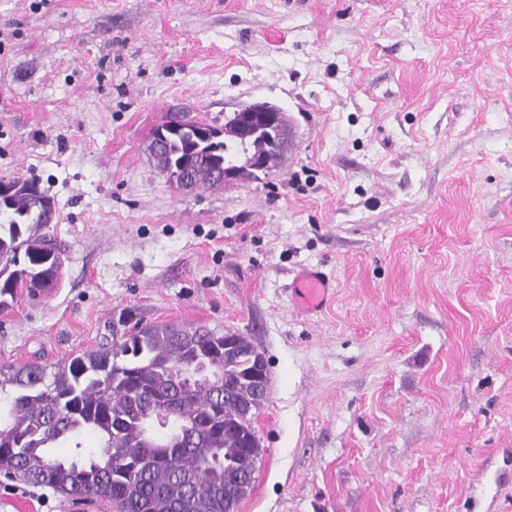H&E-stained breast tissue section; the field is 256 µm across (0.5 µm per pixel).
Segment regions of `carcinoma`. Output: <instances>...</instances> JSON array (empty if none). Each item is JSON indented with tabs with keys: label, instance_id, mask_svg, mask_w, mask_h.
<instances>
[{
	"label": "carcinoma",
	"instance_id": "obj_1",
	"mask_svg": "<svg viewBox=\"0 0 512 512\" xmlns=\"http://www.w3.org/2000/svg\"><path fill=\"white\" fill-rule=\"evenodd\" d=\"M277 144L234 119L218 131L188 112H170L148 146L161 173L189 177L191 189L224 187V168L253 153L274 167L292 140L286 116H273ZM0 310L23 293L37 297L55 285L59 249L52 235V199L33 179L14 189L0 178ZM127 339L106 343L52 365L0 366V474L49 487L73 502L99 500L112 512H195L205 492L209 512H224V487L254 482L258 443L241 427L236 379L247 367L227 364V382L179 380L193 350L217 332L179 323L132 326ZM182 447L166 448L169 432ZM130 461H105L112 440ZM96 446H89V441Z\"/></svg>",
	"mask_w": 512,
	"mask_h": 512
}]
</instances>
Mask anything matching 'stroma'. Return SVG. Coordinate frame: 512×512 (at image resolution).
I'll list each match as a JSON object with an SVG mask.
<instances>
[{"label":"stroma","instance_id":"stroma-1","mask_svg":"<svg viewBox=\"0 0 512 512\" xmlns=\"http://www.w3.org/2000/svg\"><path fill=\"white\" fill-rule=\"evenodd\" d=\"M279 107L283 165L170 188L171 109ZM54 202L60 274L0 310V365L120 319L268 361L238 512H512V0H0V177ZM305 268L325 307H297ZM0 512H70L0 478ZM294 293L297 304L304 311H317L329 299L332 284L317 269H305L296 278Z\"/></svg>","mask_w":512,"mask_h":512}]
</instances>
